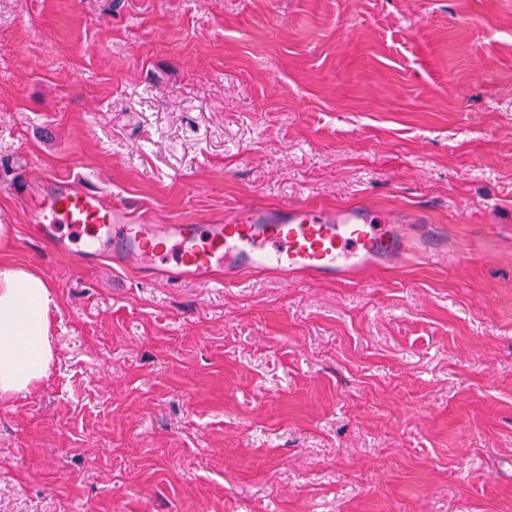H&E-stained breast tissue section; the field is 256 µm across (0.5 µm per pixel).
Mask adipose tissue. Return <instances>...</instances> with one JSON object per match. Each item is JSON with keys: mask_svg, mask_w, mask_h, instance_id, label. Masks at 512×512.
I'll list each match as a JSON object with an SVG mask.
<instances>
[{"mask_svg": "<svg viewBox=\"0 0 512 512\" xmlns=\"http://www.w3.org/2000/svg\"><path fill=\"white\" fill-rule=\"evenodd\" d=\"M51 301L43 277L0 268V394L27 391L45 376L52 358L46 317Z\"/></svg>", "mask_w": 512, "mask_h": 512, "instance_id": "ef3b65f1", "label": "adipose tissue"}]
</instances>
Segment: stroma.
<instances>
[{
	"label": "stroma",
	"mask_w": 512,
	"mask_h": 512,
	"mask_svg": "<svg viewBox=\"0 0 512 512\" xmlns=\"http://www.w3.org/2000/svg\"><path fill=\"white\" fill-rule=\"evenodd\" d=\"M160 224L425 213L459 263L239 286L76 266L13 187ZM0 263L54 298L0 512H512V0H0Z\"/></svg>",
	"instance_id": "stroma-1"
}]
</instances>
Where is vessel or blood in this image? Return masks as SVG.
Returning <instances> with one entry per match:
<instances>
[{
	"label": "vessel or blood",
	"instance_id": "1",
	"mask_svg": "<svg viewBox=\"0 0 512 512\" xmlns=\"http://www.w3.org/2000/svg\"><path fill=\"white\" fill-rule=\"evenodd\" d=\"M20 195L34 237L50 241L65 227L76 263L111 250L141 264L145 275L165 280L206 284L220 276L234 285L243 272L272 271L289 281L318 277L356 284L405 252L438 261L448 256L442 233L430 232L418 247L397 225L374 223L358 208L245 207L201 224H159L78 177Z\"/></svg>",
	"mask_w": 512,
	"mask_h": 512
}]
</instances>
